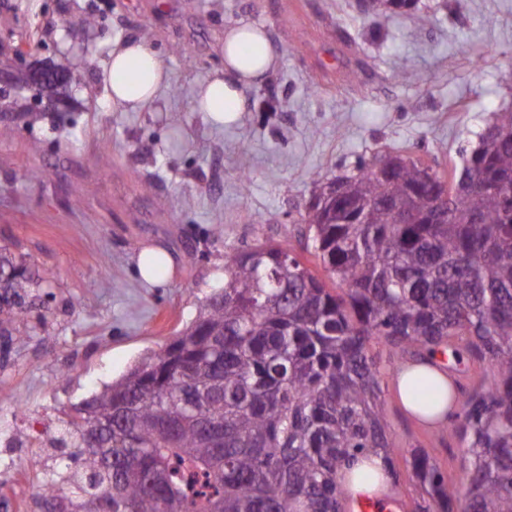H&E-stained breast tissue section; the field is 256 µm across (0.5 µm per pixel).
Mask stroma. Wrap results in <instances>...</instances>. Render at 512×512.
Wrapping results in <instances>:
<instances>
[{
    "mask_svg": "<svg viewBox=\"0 0 512 512\" xmlns=\"http://www.w3.org/2000/svg\"><path fill=\"white\" fill-rule=\"evenodd\" d=\"M247 22L276 62L241 123L219 129L196 92L224 65L225 29ZM131 40L168 74L137 111L112 105L103 76L113 45ZM20 44L27 63L65 66L70 84L54 110L0 88V250L48 282L0 361V499L12 512H44L37 489L66 412L179 336L225 255L282 244L319 269L300 234L319 183L386 152L451 169L512 111V0H417L397 16L364 15L359 0H0V69ZM31 170L38 179L20 181ZM150 245L172 258L158 287L134 271ZM380 401L410 506L428 499L410 451L465 486L452 429L408 418L391 378Z\"/></svg>",
    "mask_w": 512,
    "mask_h": 512,
    "instance_id": "stroma-1",
    "label": "stroma"
}]
</instances>
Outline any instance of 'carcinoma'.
I'll list each match as a JSON object with an SVG mask.
<instances>
[{
  "mask_svg": "<svg viewBox=\"0 0 512 512\" xmlns=\"http://www.w3.org/2000/svg\"><path fill=\"white\" fill-rule=\"evenodd\" d=\"M414 0H364L400 12ZM392 168L383 179L376 168ZM448 184L446 223H433L443 172L383 154L339 177L348 192L306 215L318 277L287 247L224 257V287L199 317L120 380L74 407L59 441L83 467L51 512H345L344 462L402 452L378 403L380 377L404 359L462 351L488 363L482 390H458L450 425L468 484L452 487L421 454V512H512V112H499ZM0 348L24 316L34 277L0 251Z\"/></svg>",
  "mask_w": 512,
  "mask_h": 512,
  "instance_id": "cac0c4a2",
  "label": "carcinoma"
}]
</instances>
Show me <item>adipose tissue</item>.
<instances>
[{
	"mask_svg": "<svg viewBox=\"0 0 512 512\" xmlns=\"http://www.w3.org/2000/svg\"><path fill=\"white\" fill-rule=\"evenodd\" d=\"M274 53L263 28L241 23L224 33V66L207 79L198 91V110L211 125L237 124L246 110V92L258 85L274 64ZM107 83L113 104L140 109L157 97L165 83L164 69L157 53L146 42L128 41L112 50ZM430 377L440 386L448 378L436 366L435 357L407 364L400 372L396 391L404 410L414 418L431 423L448 421V403L436 398L426 406L417 405L413 390L422 378Z\"/></svg>",
	"mask_w": 512,
	"mask_h": 512,
	"instance_id": "obj_1",
	"label": "adipose tissue"
}]
</instances>
